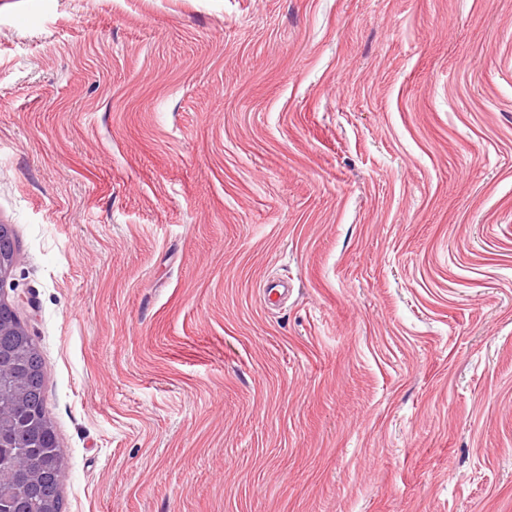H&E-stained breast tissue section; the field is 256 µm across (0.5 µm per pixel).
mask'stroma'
<instances>
[{
    "label": "stroma",
    "mask_w": 512,
    "mask_h": 512,
    "mask_svg": "<svg viewBox=\"0 0 512 512\" xmlns=\"http://www.w3.org/2000/svg\"><path fill=\"white\" fill-rule=\"evenodd\" d=\"M0 224L63 512H512V0H0Z\"/></svg>",
    "instance_id": "obj_1"
}]
</instances>
